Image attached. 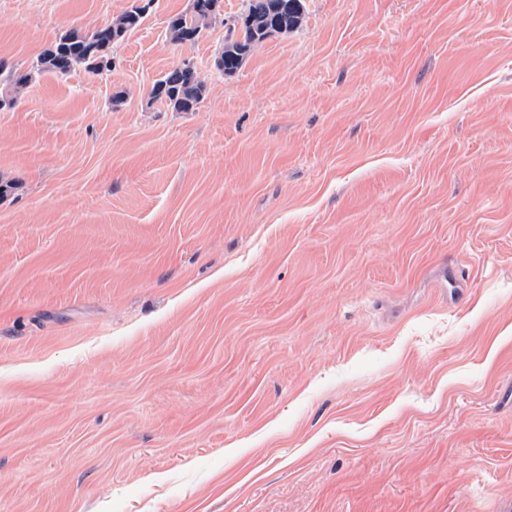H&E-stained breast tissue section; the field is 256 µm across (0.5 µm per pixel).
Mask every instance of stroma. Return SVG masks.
<instances>
[{
	"instance_id": "1",
	"label": "stroma",
	"mask_w": 512,
	"mask_h": 512,
	"mask_svg": "<svg viewBox=\"0 0 512 512\" xmlns=\"http://www.w3.org/2000/svg\"><path fill=\"white\" fill-rule=\"evenodd\" d=\"M140 2L0 0V59ZM190 6L0 112V512H506L512 0H304L232 75ZM188 12L169 18L167 32L170 40L177 45L194 43L213 18L222 10V0H192ZM220 15V14H219ZM206 93V85L190 61L157 79L149 92L153 101L165 102L175 112H194Z\"/></svg>"
}]
</instances>
